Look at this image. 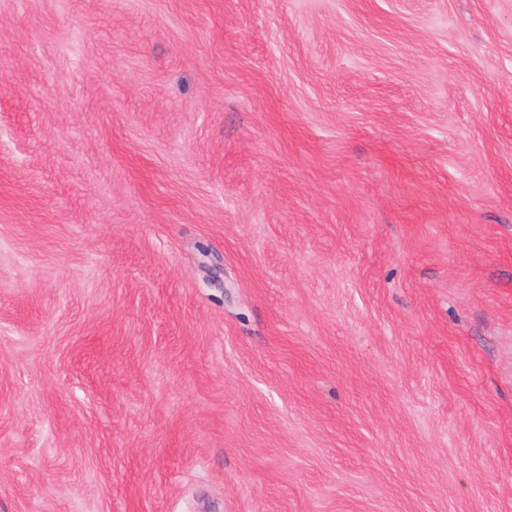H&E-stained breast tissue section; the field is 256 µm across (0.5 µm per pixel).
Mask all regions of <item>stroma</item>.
I'll return each instance as SVG.
<instances>
[{
    "label": "stroma",
    "instance_id": "1",
    "mask_svg": "<svg viewBox=\"0 0 512 512\" xmlns=\"http://www.w3.org/2000/svg\"><path fill=\"white\" fill-rule=\"evenodd\" d=\"M0 512H512V0H0Z\"/></svg>",
    "mask_w": 512,
    "mask_h": 512
}]
</instances>
